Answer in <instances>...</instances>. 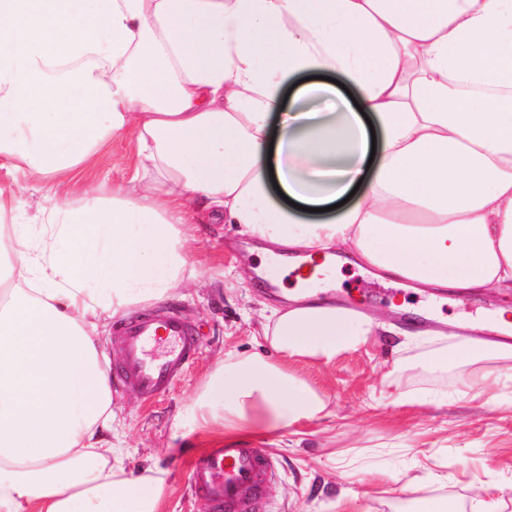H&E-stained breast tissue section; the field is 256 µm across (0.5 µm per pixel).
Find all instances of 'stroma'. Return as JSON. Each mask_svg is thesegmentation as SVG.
<instances>
[{"label": "stroma", "instance_id": "stroma-1", "mask_svg": "<svg viewBox=\"0 0 512 512\" xmlns=\"http://www.w3.org/2000/svg\"><path fill=\"white\" fill-rule=\"evenodd\" d=\"M136 164L132 145L116 137L77 178L108 196ZM254 246L232 224H199L190 231L186 249L195 278L164 303L194 325L198 354L154 403L132 392L112 396L127 466L166 479L158 512H211L190 491L189 464L194 453L222 441L224 431L192 428L182 412L219 359L264 351L262 318L282 301L266 292L263 279L291 290L297 285L274 262L261 260ZM317 290L358 302L361 312L387 321L399 318L395 306L405 302L445 326L466 318L489 325L496 308L512 305L511 294L422 296L349 264ZM395 341L392 335L372 337L328 364L287 360L289 371L325 399L329 414L252 434L277 465L263 512H419L426 498L454 499L459 512H471L475 500L493 499L497 512H512V367L500 364L493 387H472L461 382L462 369L454 363L444 373L416 359L394 366ZM445 473L453 481L436 482Z\"/></svg>", "mask_w": 512, "mask_h": 512}]
</instances>
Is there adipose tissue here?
Returning <instances> with one entry per match:
<instances>
[{
  "label": "adipose tissue",
  "instance_id": "ef3b65f1",
  "mask_svg": "<svg viewBox=\"0 0 512 512\" xmlns=\"http://www.w3.org/2000/svg\"><path fill=\"white\" fill-rule=\"evenodd\" d=\"M357 92L338 102L328 76ZM381 132L370 152L363 113ZM139 159L113 187L43 207L0 265V512H157L161 476L124 464L98 322L183 283L185 229L240 227L279 260L337 250L419 293L512 290V0H0V162L68 180L104 144ZM308 206L345 194L337 216ZM184 408L233 438L326 416L285 358L332 361L371 317L294 294ZM487 386L512 346L439 328L398 354Z\"/></svg>",
  "mask_w": 512,
  "mask_h": 512
}]
</instances>
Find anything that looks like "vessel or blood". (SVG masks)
I'll return each instance as SVG.
<instances>
[{
  "label": "vessel or blood",
  "mask_w": 512,
  "mask_h": 512,
  "mask_svg": "<svg viewBox=\"0 0 512 512\" xmlns=\"http://www.w3.org/2000/svg\"><path fill=\"white\" fill-rule=\"evenodd\" d=\"M112 380L152 400L166 393L196 356L199 338L177 310L133 312L113 332ZM274 463L246 440L206 449L192 464L190 484L213 512H260Z\"/></svg>",
  "instance_id": "obj_1"
}]
</instances>
